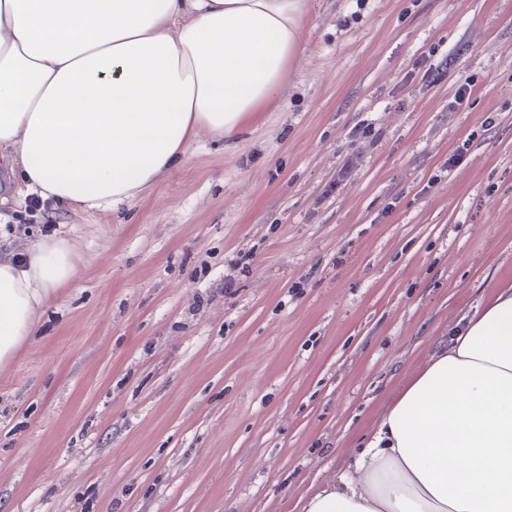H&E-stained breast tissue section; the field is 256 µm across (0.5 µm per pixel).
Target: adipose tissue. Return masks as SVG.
<instances>
[{
  "mask_svg": "<svg viewBox=\"0 0 512 512\" xmlns=\"http://www.w3.org/2000/svg\"><path fill=\"white\" fill-rule=\"evenodd\" d=\"M305 0H0V154L28 193L138 199L201 132L278 101ZM75 271L69 242L0 261V365ZM300 512H512V289L399 386L349 468Z\"/></svg>",
  "mask_w": 512,
  "mask_h": 512,
  "instance_id": "adipose-tissue-1",
  "label": "adipose tissue"
}]
</instances>
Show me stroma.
<instances>
[{
  "label": "stroma",
  "mask_w": 512,
  "mask_h": 512,
  "mask_svg": "<svg viewBox=\"0 0 512 512\" xmlns=\"http://www.w3.org/2000/svg\"><path fill=\"white\" fill-rule=\"evenodd\" d=\"M299 39L278 109L133 203L38 201L0 159V259L50 224L76 266L0 367V512H296L512 288V0H305Z\"/></svg>",
  "instance_id": "obj_1"
}]
</instances>
